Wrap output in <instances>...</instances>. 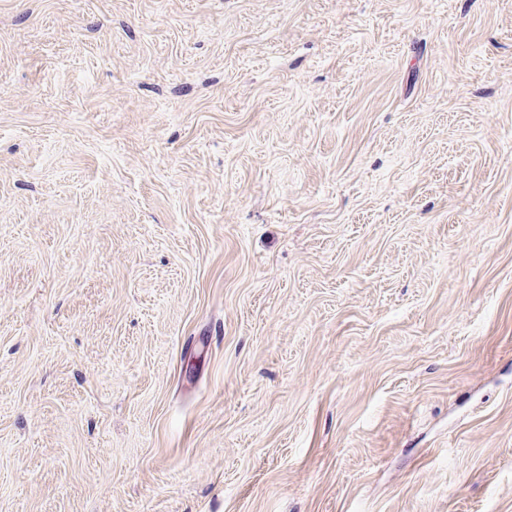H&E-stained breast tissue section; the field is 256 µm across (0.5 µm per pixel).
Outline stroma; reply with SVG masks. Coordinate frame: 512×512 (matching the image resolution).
Returning <instances> with one entry per match:
<instances>
[{
    "label": "stroma",
    "instance_id": "1",
    "mask_svg": "<svg viewBox=\"0 0 512 512\" xmlns=\"http://www.w3.org/2000/svg\"><path fill=\"white\" fill-rule=\"evenodd\" d=\"M0 512H512V0H0Z\"/></svg>",
    "mask_w": 512,
    "mask_h": 512
}]
</instances>
